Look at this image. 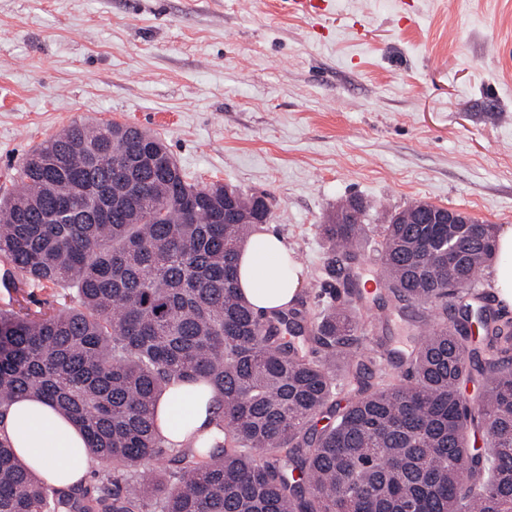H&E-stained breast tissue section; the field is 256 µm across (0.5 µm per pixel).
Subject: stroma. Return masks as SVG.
<instances>
[{"label": "stroma", "mask_w": 512, "mask_h": 512, "mask_svg": "<svg viewBox=\"0 0 512 512\" xmlns=\"http://www.w3.org/2000/svg\"><path fill=\"white\" fill-rule=\"evenodd\" d=\"M164 138L190 182L266 195L329 300L319 226L425 201L512 225V0H0V195L72 120Z\"/></svg>", "instance_id": "stroma-1"}]
</instances>
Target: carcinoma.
Masks as SVG:
<instances>
[{
    "instance_id": "cac0c4a2",
    "label": "carcinoma",
    "mask_w": 512,
    "mask_h": 512,
    "mask_svg": "<svg viewBox=\"0 0 512 512\" xmlns=\"http://www.w3.org/2000/svg\"><path fill=\"white\" fill-rule=\"evenodd\" d=\"M17 184L0 197V256L59 292L49 312L0 311V424L17 399H42L112 473L51 485L1 429L0 512H148L150 499L156 512H512V317L479 306L486 343L448 323L449 300L482 301L494 225L470 237L415 224L412 203L371 226L347 220L352 198L320 225L332 275L336 257L355 270L374 243L391 310L417 339L403 353L388 317L364 320L359 288L317 313L301 300L257 315L238 251L269 205L242 192L224 219V185L190 183L156 134L75 119L31 150ZM453 235L451 266L415 247ZM368 326L380 335L362 354ZM339 371L357 383L343 401ZM478 377L474 404L462 388ZM176 380L216 394L203 456L160 436L157 404ZM147 465L163 476L122 482Z\"/></svg>"
}]
</instances>
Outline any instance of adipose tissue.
<instances>
[{"label": "adipose tissue", "mask_w": 512, "mask_h": 512, "mask_svg": "<svg viewBox=\"0 0 512 512\" xmlns=\"http://www.w3.org/2000/svg\"><path fill=\"white\" fill-rule=\"evenodd\" d=\"M497 262L493 282L503 304L512 307V225L495 231ZM304 270L285 240L267 228L241 247L239 286L255 311L265 313L300 294ZM212 393L199 383L174 382L161 396L157 411L166 444L181 447L191 437H205L213 427ZM5 424L17 456L47 482L66 486L86 479L94 465L84 436L72 421L47 403L25 397L9 411Z\"/></svg>", "instance_id": "1"}]
</instances>
